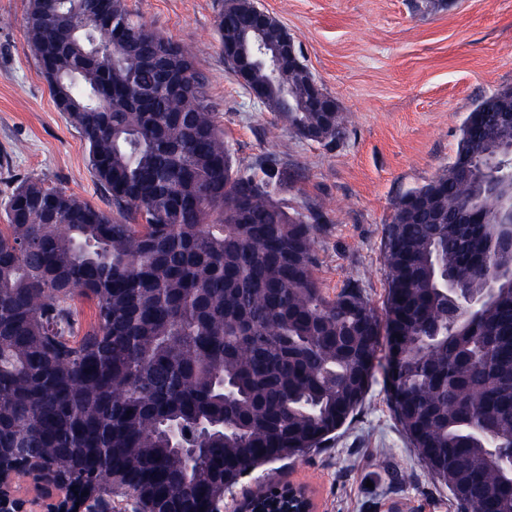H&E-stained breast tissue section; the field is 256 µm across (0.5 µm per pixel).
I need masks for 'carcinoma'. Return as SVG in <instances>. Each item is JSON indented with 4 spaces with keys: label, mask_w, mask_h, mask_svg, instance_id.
<instances>
[{
    "label": "carcinoma",
    "mask_w": 512,
    "mask_h": 512,
    "mask_svg": "<svg viewBox=\"0 0 512 512\" xmlns=\"http://www.w3.org/2000/svg\"><path fill=\"white\" fill-rule=\"evenodd\" d=\"M30 0L28 44L67 83H49L80 131L112 211L22 181L0 225V448L24 449L78 493L100 477L133 512H224L246 473L322 447L361 405L381 328H393L391 408L456 512H512V266L487 185L449 164L396 204L386 226L387 295L378 316L356 282L325 294L313 276L324 212L289 211L294 171L268 157L246 171L205 76L133 18L126 0ZM224 5L219 36L253 34L246 8ZM279 116L294 132L345 135L323 87L290 71ZM456 156L496 160L512 145V87L478 101ZM52 213L17 219L14 200ZM457 284L448 290V280ZM93 321L74 334L75 301ZM201 448L193 460L175 451Z\"/></svg>",
    "instance_id": "carcinoma-1"
}]
</instances>
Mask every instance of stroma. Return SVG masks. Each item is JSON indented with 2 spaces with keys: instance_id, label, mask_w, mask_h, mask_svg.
Segmentation results:
<instances>
[{
  "instance_id": "obj_1",
  "label": "stroma",
  "mask_w": 512,
  "mask_h": 512,
  "mask_svg": "<svg viewBox=\"0 0 512 512\" xmlns=\"http://www.w3.org/2000/svg\"><path fill=\"white\" fill-rule=\"evenodd\" d=\"M30 0H0V205L28 178L102 210L106 192L77 129L58 112L24 32ZM294 37L316 81L339 104L346 132L324 146L252 105L230 73L216 20L224 0H126L147 26L185 46L209 81L234 160L273 156L296 169L280 196L321 207L314 275L326 293L358 281L382 310L383 237L395 205L452 161L479 99L512 85V0H256ZM304 488L316 512H454L388 404L383 369L353 419L323 448L265 464L224 499V512L261 481Z\"/></svg>"
}]
</instances>
